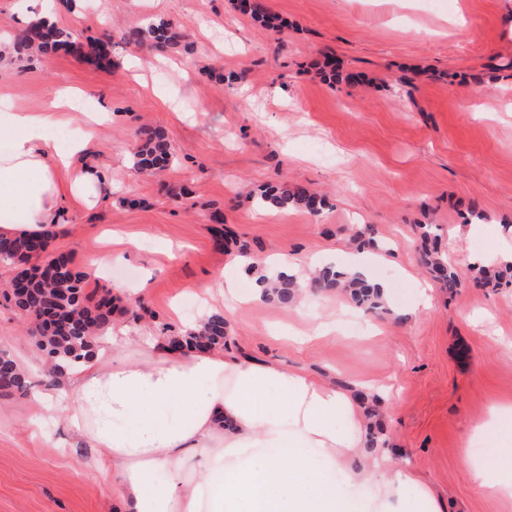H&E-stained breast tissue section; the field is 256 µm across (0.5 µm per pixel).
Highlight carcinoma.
<instances>
[{
    "label": "carcinoma",
    "mask_w": 512,
    "mask_h": 512,
    "mask_svg": "<svg viewBox=\"0 0 512 512\" xmlns=\"http://www.w3.org/2000/svg\"><path fill=\"white\" fill-rule=\"evenodd\" d=\"M124 39L138 47L156 52L179 48L191 54L194 47L183 42L173 23L167 20L148 22L133 27ZM75 43L74 34L54 21L41 16L30 21L28 27L12 39L17 58L33 54H53ZM136 145L131 157L133 167L141 173L162 171L173 165L175 155L165 135L156 129L141 127L135 132ZM258 206L268 210L301 209L310 215H321L327 206V197L296 185L291 189L271 187L257 199ZM50 245V237L0 236V260L19 266L27 273L21 290L12 293L19 313L33 323L32 335L36 346L49 364V375L56 379L67 368L74 366L92 351L93 342L112 321V298L99 297L84 290L86 275L74 270L63 256L51 258L54 268L42 271V254ZM424 263L440 287L453 292L459 285L455 269L437 249L425 253ZM512 278V264L500 269L479 267L473 282L483 288L497 287L505 278ZM262 296L268 301L286 306L292 303L300 285L294 278L278 274L262 275L257 279ZM308 288L320 293L340 291L369 313L382 308L381 288L361 276H344L328 265L310 280ZM224 315H209L201 325L180 337L188 347L222 346L226 343ZM31 381L10 353L0 351V389L24 395Z\"/></svg>",
    "instance_id": "cac0c4a2"
}]
</instances>
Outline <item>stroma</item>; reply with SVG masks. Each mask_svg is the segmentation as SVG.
Here are the masks:
<instances>
[{
	"mask_svg": "<svg viewBox=\"0 0 512 512\" xmlns=\"http://www.w3.org/2000/svg\"><path fill=\"white\" fill-rule=\"evenodd\" d=\"M261 2L283 32L239 0H40L81 49L18 60L5 52L17 0H0V92L38 110L51 88L73 86L111 110L86 156L100 177L96 202L65 206L50 252L82 270L112 233L131 241L85 289L112 294L113 321L144 336L223 308L214 278H233L247 299L226 324L234 355L330 383L391 386L380 400L388 444L376 456L409 469L441 512H512L473 478L477 446L492 451L491 476L512 472V354L500 346L512 341V285L470 282L473 266L512 249V0ZM159 18L193 54L143 53L120 39ZM101 37L110 63L97 68L84 56ZM327 63L337 81L324 77ZM141 127L161 130L176 154L150 179L130 161ZM287 182L326 193L330 209L256 208L263 190ZM419 224L440 225V249L455 245V291L422 267ZM368 230L387 245L370 272L389 293L383 314L333 292L263 302L251 268L230 263L245 244L257 258L342 267ZM14 274L0 263V349L20 360L29 325L1 294ZM205 286L213 293L203 301ZM312 319L337 330L303 346L282 340ZM26 370L29 395L0 391V512H124L64 409L33 415L48 379L40 361Z\"/></svg>",
	"mask_w": 512,
	"mask_h": 512,
	"instance_id": "35a3bbf8",
	"label": "stroma"
}]
</instances>
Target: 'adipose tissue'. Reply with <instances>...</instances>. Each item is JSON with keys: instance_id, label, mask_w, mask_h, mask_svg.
Segmentation results:
<instances>
[{"instance_id": "ef3b65f1", "label": "adipose tissue", "mask_w": 512, "mask_h": 512, "mask_svg": "<svg viewBox=\"0 0 512 512\" xmlns=\"http://www.w3.org/2000/svg\"><path fill=\"white\" fill-rule=\"evenodd\" d=\"M83 97L63 86L41 110L0 113V236L46 233L66 200L93 205L98 177L79 159L109 115L72 129ZM60 381L68 421L127 512H440L389 458L359 464L360 406L301 370L122 327Z\"/></svg>"}]
</instances>
